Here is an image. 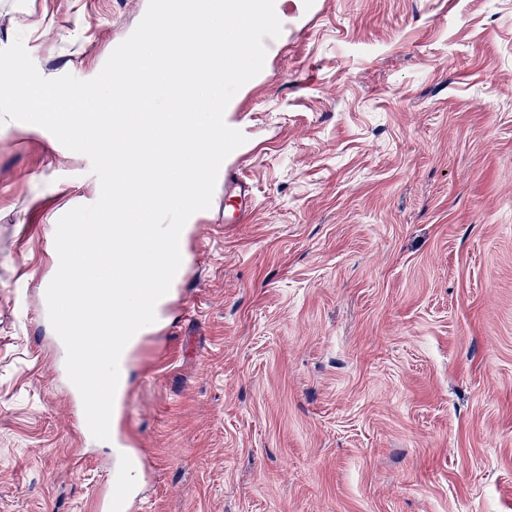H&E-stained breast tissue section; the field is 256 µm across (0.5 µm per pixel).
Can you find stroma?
<instances>
[{
	"mask_svg": "<svg viewBox=\"0 0 512 512\" xmlns=\"http://www.w3.org/2000/svg\"><path fill=\"white\" fill-rule=\"evenodd\" d=\"M147 6L0 0V49L88 80ZM321 6L240 92L255 209L216 186L112 431L148 512H512V0ZM96 182L0 122V512H96L126 453L84 435L40 301Z\"/></svg>",
	"mask_w": 512,
	"mask_h": 512,
	"instance_id": "obj_1",
	"label": "stroma"
}]
</instances>
